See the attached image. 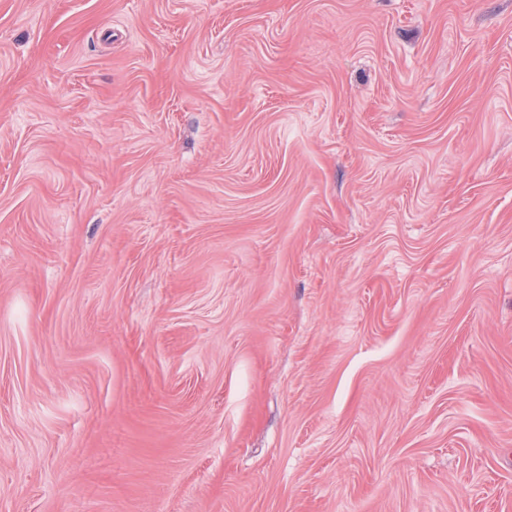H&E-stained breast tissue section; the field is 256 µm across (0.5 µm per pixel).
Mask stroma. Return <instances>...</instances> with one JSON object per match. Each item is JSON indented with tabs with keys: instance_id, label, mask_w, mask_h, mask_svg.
Masks as SVG:
<instances>
[{
	"instance_id": "obj_1",
	"label": "stroma",
	"mask_w": 512,
	"mask_h": 512,
	"mask_svg": "<svg viewBox=\"0 0 512 512\" xmlns=\"http://www.w3.org/2000/svg\"><path fill=\"white\" fill-rule=\"evenodd\" d=\"M0 512H512V0H0Z\"/></svg>"
}]
</instances>
